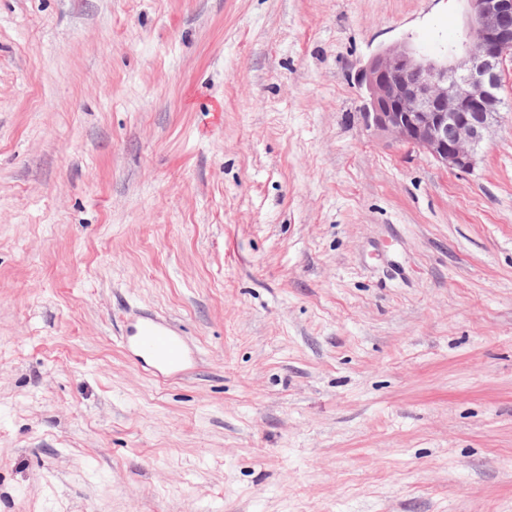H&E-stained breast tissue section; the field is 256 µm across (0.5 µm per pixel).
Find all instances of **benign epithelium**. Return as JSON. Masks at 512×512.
Returning <instances> with one entry per match:
<instances>
[{
    "label": "benign epithelium",
    "instance_id": "1",
    "mask_svg": "<svg viewBox=\"0 0 512 512\" xmlns=\"http://www.w3.org/2000/svg\"><path fill=\"white\" fill-rule=\"evenodd\" d=\"M468 30L452 61L420 56L403 42L375 55L359 74L369 126L468 172L500 122L501 66L512 57V0H465Z\"/></svg>",
    "mask_w": 512,
    "mask_h": 512
}]
</instances>
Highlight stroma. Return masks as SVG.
<instances>
[{
  "label": "stroma",
  "mask_w": 512,
  "mask_h": 512,
  "mask_svg": "<svg viewBox=\"0 0 512 512\" xmlns=\"http://www.w3.org/2000/svg\"><path fill=\"white\" fill-rule=\"evenodd\" d=\"M464 0H0V512H512V60L470 172L358 74ZM191 358L156 380L138 313Z\"/></svg>",
  "instance_id": "35a3bbf8"
}]
</instances>
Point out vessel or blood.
I'll use <instances>...</instances> for the list:
<instances>
[{"label": "vessel or blood", "mask_w": 512, "mask_h": 512, "mask_svg": "<svg viewBox=\"0 0 512 512\" xmlns=\"http://www.w3.org/2000/svg\"><path fill=\"white\" fill-rule=\"evenodd\" d=\"M133 343L154 360V375L166 380L183 373L187 359L181 338L171 327L151 315L141 316L133 329Z\"/></svg>", "instance_id": "b4317fda"}]
</instances>
